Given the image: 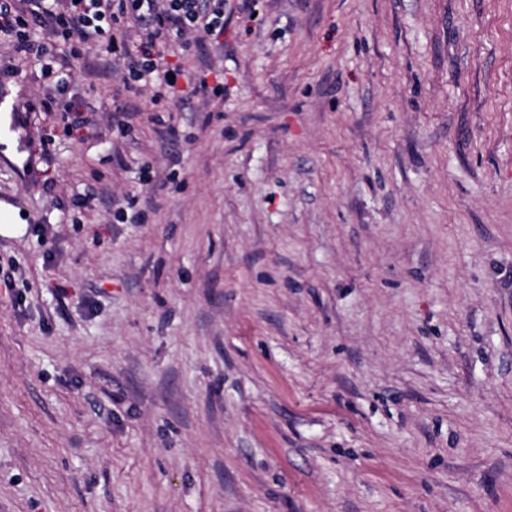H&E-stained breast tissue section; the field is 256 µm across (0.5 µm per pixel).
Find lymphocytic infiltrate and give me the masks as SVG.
I'll return each mask as SVG.
<instances>
[{"label": "lymphocytic infiltrate", "mask_w": 512, "mask_h": 512, "mask_svg": "<svg viewBox=\"0 0 512 512\" xmlns=\"http://www.w3.org/2000/svg\"><path fill=\"white\" fill-rule=\"evenodd\" d=\"M227 4L228 0H0V49L10 60L0 66V87L21 77L19 61L41 57L47 45L60 42L68 48L60 66L83 60L87 46L119 65L109 109L119 132L130 129L131 116L139 112L135 101L145 95L155 104L223 98V84L209 85L204 71L170 63L169 58L222 34ZM26 109L57 113L59 122L69 127L97 106L69 95L66 82L60 80L28 101Z\"/></svg>", "instance_id": "1"}]
</instances>
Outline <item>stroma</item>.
I'll return each instance as SVG.
<instances>
[{
    "label": "stroma",
    "mask_w": 512,
    "mask_h": 512,
    "mask_svg": "<svg viewBox=\"0 0 512 512\" xmlns=\"http://www.w3.org/2000/svg\"><path fill=\"white\" fill-rule=\"evenodd\" d=\"M180 62L223 103L123 136L0 89V512H512V0H253Z\"/></svg>",
    "instance_id": "obj_1"
}]
</instances>
